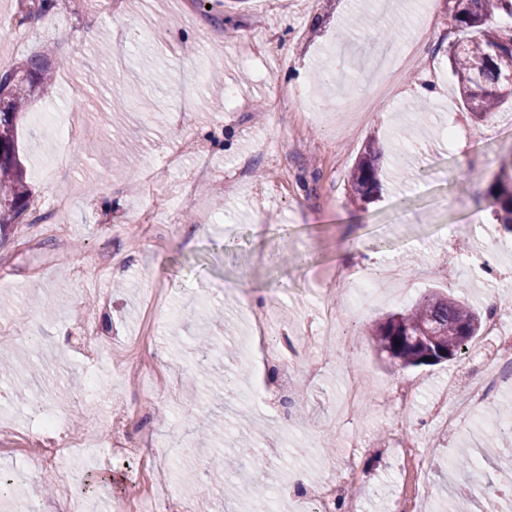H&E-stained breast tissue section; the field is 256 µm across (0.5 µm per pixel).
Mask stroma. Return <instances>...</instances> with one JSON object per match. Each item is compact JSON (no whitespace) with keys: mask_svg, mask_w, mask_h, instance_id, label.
<instances>
[{"mask_svg":"<svg viewBox=\"0 0 512 512\" xmlns=\"http://www.w3.org/2000/svg\"><path fill=\"white\" fill-rule=\"evenodd\" d=\"M387 19L373 0H223L209 10L198 0H94L93 14L62 4L29 11L0 0V63L63 57L67 68L31 97L19 129L31 205L0 240V360L25 361L40 337L49 368L39 388L45 400L64 389V429L80 422L77 440L108 462L91 467L82 512H126L150 469L158 492L196 504L201 512H250L264 471L271 484L310 487L356 458L364 512H394L401 465L390 443L391 390L411 380L420 394L405 420L426 432L429 405L443 389L467 387L490 361L491 345L474 339L458 358L404 369L379 357L371 330L382 316L408 307L428 289L465 297L479 309L496 302L512 313V237L500 232L487 194L504 159L512 157V110L489 121L459 104L448 67V0H392ZM405 46L396 80L383 85L365 58L385 43ZM238 102L226 106L227 88ZM82 114L75 132L65 119L74 97ZM453 129V139L443 132ZM384 146L381 195L353 201L351 169L367 143ZM214 172L190 200L178 187L200 161ZM248 177L236 182L240 168ZM72 196L60 221L67 234L46 231L48 204ZM204 227L203 235L190 229ZM403 282H382L374 300L359 279L386 264ZM347 275L352 292L342 327L356 336L350 352L318 349L327 365L315 387L294 382L248 406L240 389L264 377L259 346L241 311L250 300L270 312L275 328L316 321L321 284ZM66 291L68 307L44 319V305ZM223 309L225 324L207 322ZM180 311L170 319L169 309ZM150 327L145 375L163 371L166 389L124 380L110 362L80 348L96 337L115 340ZM231 331L229 351L210 369L231 399L201 383V403L185 396L197 368L191 336ZM361 366L366 401L351 429L329 424L343 372ZM94 377L96 391L84 381ZM31 384L18 377L0 391V421L35 422ZM308 422L293 424L291 404ZM138 407L156 437L140 456L110 454L106 428H124L136 447ZM239 430L260 425L252 452L238 461L220 442L201 441V416ZM481 414L436 437L425 464V512H448V466L456 449L484 447ZM229 473L234 492L212 483L187 487L185 473L204 464Z\"/></svg>","mask_w":512,"mask_h":512,"instance_id":"obj_1","label":"stroma"}]
</instances>
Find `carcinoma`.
I'll return each instance as SVG.
<instances>
[{
    "mask_svg": "<svg viewBox=\"0 0 512 512\" xmlns=\"http://www.w3.org/2000/svg\"><path fill=\"white\" fill-rule=\"evenodd\" d=\"M512 18V0H458L448 26L455 38L448 47V63L456 79V93L463 109L484 120L505 107L512 96L501 97L496 88L512 79V26L499 20ZM25 75L13 69L0 73V230L19 219L29 208V189L20 160L18 128L28 111L33 88L54 75V66L41 55L24 64ZM381 152L367 145L349 179L354 198L370 200L382 190ZM493 213L501 229L512 234V173L501 169L489 185ZM485 317L465 299L429 292L402 312L391 313L373 329L375 343L403 368L426 364L414 341L423 328L434 338L433 347L448 349V357L462 353L465 343L479 335ZM461 477L454 496H467L480 483L471 454L462 451L453 462Z\"/></svg>",
    "mask_w": 512,
    "mask_h": 512,
    "instance_id": "1",
    "label": "carcinoma"
}]
</instances>
